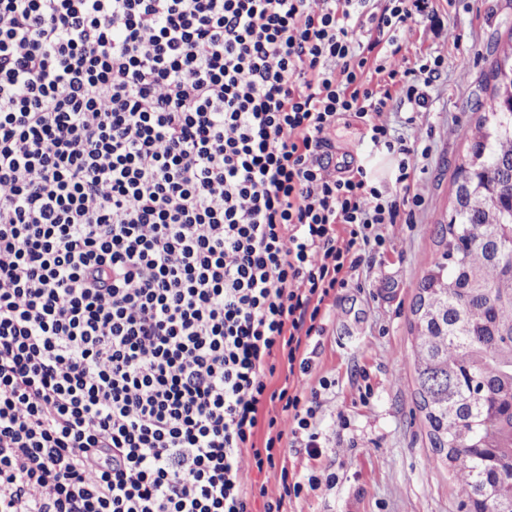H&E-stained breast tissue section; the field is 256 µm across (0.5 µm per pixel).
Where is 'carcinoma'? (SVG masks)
<instances>
[{
	"label": "carcinoma",
	"instance_id": "obj_1",
	"mask_svg": "<svg viewBox=\"0 0 512 512\" xmlns=\"http://www.w3.org/2000/svg\"><path fill=\"white\" fill-rule=\"evenodd\" d=\"M498 54L411 308L418 408L459 512H512L494 493L512 484V40Z\"/></svg>",
	"mask_w": 512,
	"mask_h": 512
}]
</instances>
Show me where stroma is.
Wrapping results in <instances>:
<instances>
[{
	"instance_id": "stroma-1",
	"label": "stroma",
	"mask_w": 512,
	"mask_h": 512,
	"mask_svg": "<svg viewBox=\"0 0 512 512\" xmlns=\"http://www.w3.org/2000/svg\"><path fill=\"white\" fill-rule=\"evenodd\" d=\"M445 25L463 35L469 52L417 26L408 57L442 56V76L429 93L423 122L431 129L426 167L417 177L424 205L413 223L389 226L390 246L355 272L358 286L342 290L313 359L308 384L335 385L322 394L317 423L330 439L320 460L304 449L286 451L300 475L316 465L335 470L330 488L293 500L288 512H458L451 472L433 464L424 415L417 408L411 355L410 307L425 267L440 255L436 224L451 210L453 176L468 152L465 129L475 125L483 99L481 80L494 43L512 36V0H433ZM333 165L356 167L367 152L364 127L340 115ZM347 427H339V419Z\"/></svg>"
}]
</instances>
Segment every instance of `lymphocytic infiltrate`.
<instances>
[{
  "label": "lymphocytic infiltrate",
  "instance_id": "lymphocytic-infiltrate-1",
  "mask_svg": "<svg viewBox=\"0 0 512 512\" xmlns=\"http://www.w3.org/2000/svg\"><path fill=\"white\" fill-rule=\"evenodd\" d=\"M0 0V512H285L329 469L303 384L421 207L430 0ZM397 164L329 170L336 118Z\"/></svg>",
  "mask_w": 512,
  "mask_h": 512
}]
</instances>
